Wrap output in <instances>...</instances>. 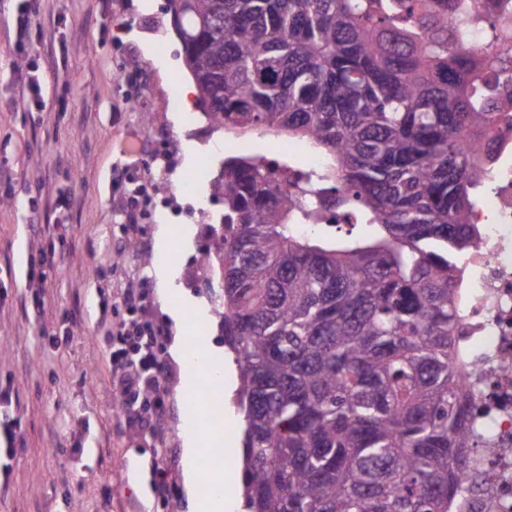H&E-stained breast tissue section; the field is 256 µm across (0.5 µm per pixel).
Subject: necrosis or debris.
Instances as JSON below:
<instances>
[{"instance_id":"1","label":"necrosis or debris","mask_w":512,"mask_h":512,"mask_svg":"<svg viewBox=\"0 0 512 512\" xmlns=\"http://www.w3.org/2000/svg\"><path fill=\"white\" fill-rule=\"evenodd\" d=\"M449 37L499 68L512 50V0H453ZM494 25L498 36L483 28ZM496 162L483 200L469 214L480 236L465 258L458 341L467 351L464 388L476 445L449 512H512V124L492 144Z\"/></svg>"}]
</instances>
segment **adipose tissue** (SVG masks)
<instances>
[{
	"label": "adipose tissue",
	"instance_id": "ef3b65f1",
	"mask_svg": "<svg viewBox=\"0 0 512 512\" xmlns=\"http://www.w3.org/2000/svg\"><path fill=\"white\" fill-rule=\"evenodd\" d=\"M211 420L210 406L195 397H188L184 412L183 478L189 512H224V487L236 478L234 472L222 469L213 473L203 466L206 458L223 451L221 444L210 435ZM205 480L212 483L214 492L203 500L198 498L196 489Z\"/></svg>",
	"mask_w": 512,
	"mask_h": 512
}]
</instances>
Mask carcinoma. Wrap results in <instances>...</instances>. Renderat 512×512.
I'll return each instance as SVG.
<instances>
[{"label":"carcinoma","instance_id":"obj_1","mask_svg":"<svg viewBox=\"0 0 512 512\" xmlns=\"http://www.w3.org/2000/svg\"><path fill=\"white\" fill-rule=\"evenodd\" d=\"M209 123L326 159L230 156L216 261L245 512H448L472 448L457 287L512 70L448 54V0H170ZM333 206L359 223L323 232ZM309 232L300 233L301 226Z\"/></svg>","mask_w":512,"mask_h":512}]
</instances>
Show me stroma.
I'll use <instances>...</instances> for the list:
<instances>
[{
  "label": "stroma",
  "instance_id": "35a3bbf8",
  "mask_svg": "<svg viewBox=\"0 0 512 512\" xmlns=\"http://www.w3.org/2000/svg\"><path fill=\"white\" fill-rule=\"evenodd\" d=\"M31 37L17 42L20 0H0V390L10 392L20 421L12 456L0 459V512H188L181 479L186 370L172 355L189 346L194 325L207 349L223 348L215 302L216 272L200 268L224 211L209 182L197 198L179 193L198 168L218 175L224 158L266 154L305 169V143L270 133L231 136L199 113L196 95L183 111L168 109L191 77L167 0H37ZM123 81H116L118 70ZM43 79L42 111L17 100L28 76ZM195 115L185 124L182 112ZM151 162L153 202L140 239L124 215L133 187ZM208 203L199 219L197 200ZM178 247L169 297L156 270L169 262L161 239ZM45 277L41 294L27 286L28 268ZM147 284L150 319L164 325L168 381L164 443L113 410L103 326L119 322L126 288ZM40 296L44 312L25 308ZM180 309L173 318L172 309ZM232 359L224 391L209 397L234 434L225 467H240L243 423L231 396ZM176 473L168 499L153 493L158 468Z\"/></svg>",
  "mask_w": 512,
  "mask_h": 512
}]
</instances>
